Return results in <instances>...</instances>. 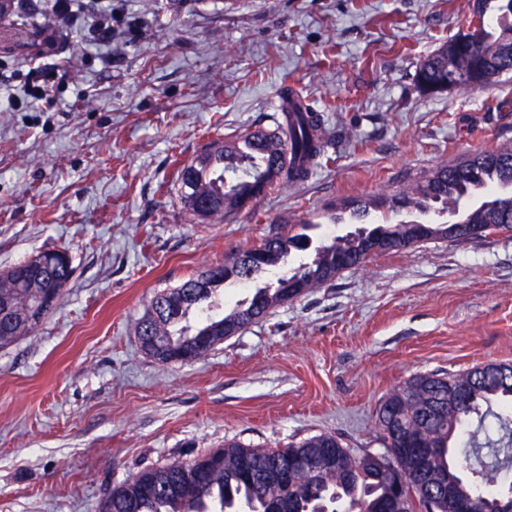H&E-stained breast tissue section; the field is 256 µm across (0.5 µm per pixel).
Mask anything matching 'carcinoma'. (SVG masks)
Instances as JSON below:
<instances>
[{"label":"carcinoma","instance_id":"carcinoma-1","mask_svg":"<svg viewBox=\"0 0 512 512\" xmlns=\"http://www.w3.org/2000/svg\"><path fill=\"white\" fill-rule=\"evenodd\" d=\"M472 15L467 31L418 63L415 79L421 92L473 89L512 70V0H473ZM279 98L275 128H250L212 142L178 169L173 187L195 223H220L268 194L307 181L331 160L323 113L297 102L298 94L288 86L281 87ZM492 166L512 176V147L440 165L393 195L364 202L392 215L431 202L446 212L448 204L477 195L482 175ZM465 216L468 224L512 231V195L498 196L488 207L473 206ZM296 226L300 231L294 234L277 231L245 247L244 254L256 255L262 272L275 274V285L257 288L221 316L207 314L197 326L188 324L190 314L202 312L201 304L229 278L243 275L238 263L226 262L156 294L138 322L144 331L142 351L164 363L196 361L226 334L289 301L293 282L301 283L305 293L368 260L364 237L357 231L322 245L311 262L291 267L289 261L311 241L304 233L311 222L301 220ZM376 229L400 249L451 238L445 222L420 228L387 218ZM72 273L71 259L49 250L0 272V349L30 335L53 313ZM393 423L406 429L408 447L431 450L430 476L421 479L422 487L407 501L411 512H451L438 496V483L445 477L477 499L484 512H498L500 502L512 498V491L505 495L488 487L500 471L512 469V373L486 372L477 365L459 373L413 376L378 408L379 429L385 432ZM466 431L467 446L460 448L458 438ZM324 453L337 457L338 465L317 474L294 466L299 456ZM362 458L331 433L284 448L227 440L223 448L202 456L137 472L104 494L99 512H385L397 473L365 467Z\"/></svg>","mask_w":512,"mask_h":512}]
</instances>
